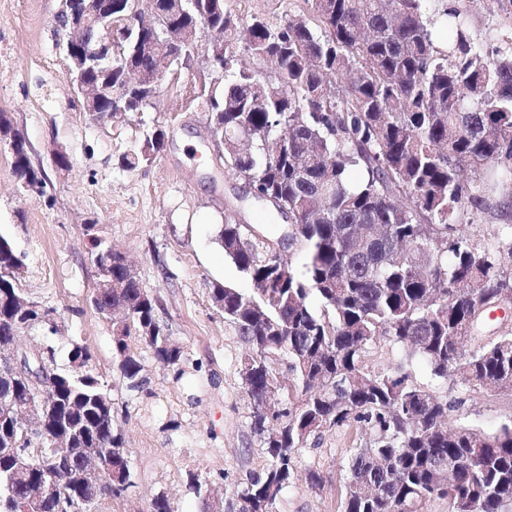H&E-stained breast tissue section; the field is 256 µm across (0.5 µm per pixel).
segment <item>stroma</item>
<instances>
[{
	"label": "stroma",
	"instance_id": "35a3bbf8",
	"mask_svg": "<svg viewBox=\"0 0 512 512\" xmlns=\"http://www.w3.org/2000/svg\"><path fill=\"white\" fill-rule=\"evenodd\" d=\"M302 0H224L243 19L261 16L280 23ZM60 0H0V112L25 135L34 166L46 175L44 196L20 189L9 155L0 151V234L26 257L24 292L57 308L55 331L21 333L22 348L49 343L66 365L72 343H86L92 369L112 396V424L125 436L134 484L107 502L104 512H149L166 495L173 512H203L204 499L187 483H201L232 496L265 458L250 431V400L239 375L248 352L211 301L212 288L248 290L249 281L224 255L220 230L227 209L248 222L266 221L270 238L281 217L269 214L244 183L224 171L207 139L209 114L198 69L163 80L143 111L97 122L83 112L60 44ZM166 145L153 163L129 170L119 160L155 128ZM69 165L57 168L55 153ZM123 253L143 288L162 304L158 317L183 346L182 377L158 365L138 341L130 347L143 366L145 383L130 389L120 380L112 350V322L90 302L97 281L89 237ZM366 371L408 375L454 404L452 422L492 431L512 420V393L482 391L432 381L402 347L378 339L364 359ZM370 433L343 426L302 449L293 483L275 512H340L355 449ZM323 485L311 489L308 472Z\"/></svg>",
	"mask_w": 512,
	"mask_h": 512
}]
</instances>
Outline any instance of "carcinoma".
I'll list each match as a JSON object with an SVG mask.
<instances>
[{
	"label": "carcinoma",
	"mask_w": 512,
	"mask_h": 512,
	"mask_svg": "<svg viewBox=\"0 0 512 512\" xmlns=\"http://www.w3.org/2000/svg\"><path fill=\"white\" fill-rule=\"evenodd\" d=\"M306 11L272 26L243 22L224 2L198 0L182 21L224 30V80L207 106L224 124V168L249 179L251 190L288 220V247L301 262L268 258L270 243L253 224L229 213L221 230L224 255L249 280L247 292L212 289L256 370L244 384L251 431L267 465L224 501L227 512H274L293 482L297 456L312 439L353 424L373 432L349 461L341 512H424L433 499L464 512H512V422L494 431L448 423V400L405 376L365 371L366 349L381 336L405 348L438 381L493 391L512 378V331L474 348L454 337L478 336L474 299L493 303L512 293V224L472 239L457 226L499 210L512 198V36L491 29L474 37L457 7L429 13V0H305ZM248 26L246 54L238 37ZM165 133L153 130L122 157L127 169L153 162ZM20 186L44 195L43 170L29 145L10 154ZM470 171V177L461 174ZM119 288L92 296L102 315L128 310L129 325L112 338L122 381L142 386V365L130 351L136 336L162 367L182 374L184 349L157 317L158 301L129 277L123 258L106 261L102 242L90 249ZM24 264L0 234V342L46 325L20 314L23 294L12 269ZM324 312L317 313L311 297ZM41 359L53 374L34 390L0 360V396L40 402L49 419L25 434L0 417V439L14 437L31 461L16 479L0 456V512H17L29 481L53 465L49 436L71 434V480L39 512H78L87 497L79 475L84 448L109 449L115 470L127 448L112 426V396L91 368L92 353L75 343L58 367L51 346ZM284 359L294 382L281 384L271 364Z\"/></svg>",
	"instance_id": "obj_1"
}]
</instances>
